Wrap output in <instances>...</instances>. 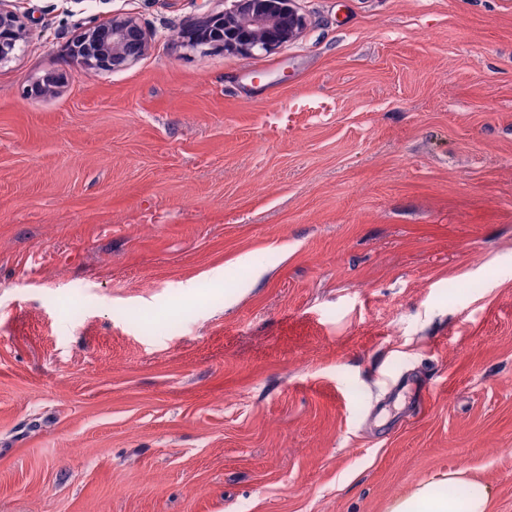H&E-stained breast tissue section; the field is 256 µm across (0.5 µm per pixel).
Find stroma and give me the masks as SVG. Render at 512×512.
Returning a JSON list of instances; mask_svg holds the SVG:
<instances>
[{"instance_id": "obj_1", "label": "stroma", "mask_w": 512, "mask_h": 512, "mask_svg": "<svg viewBox=\"0 0 512 512\" xmlns=\"http://www.w3.org/2000/svg\"><path fill=\"white\" fill-rule=\"evenodd\" d=\"M22 0L0 66V512H512V0ZM153 34L72 75L88 19ZM67 82L27 96L34 81ZM14 2L18 1H0V66L14 60L26 42L28 17L17 10ZM231 2V8L207 16L197 41L251 56L287 43L305 24L292 8V0ZM466 475L463 470H451L421 483L395 499L387 512H489L491 487Z\"/></svg>"}]
</instances>
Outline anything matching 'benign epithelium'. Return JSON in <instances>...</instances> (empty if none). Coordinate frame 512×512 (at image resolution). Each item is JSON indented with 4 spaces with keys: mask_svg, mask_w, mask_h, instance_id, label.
Masks as SVG:
<instances>
[{
    "mask_svg": "<svg viewBox=\"0 0 512 512\" xmlns=\"http://www.w3.org/2000/svg\"><path fill=\"white\" fill-rule=\"evenodd\" d=\"M16 0H0V65L23 50L27 14ZM292 0H232V7L207 16L196 39L227 51L251 56L269 52L297 36L305 20L291 6ZM148 34L131 18L89 21L68 44L74 73L110 72L125 68L147 51Z\"/></svg>",
    "mask_w": 512,
    "mask_h": 512,
    "instance_id": "benign-epithelium-1",
    "label": "benign epithelium"
}]
</instances>
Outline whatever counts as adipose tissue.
<instances>
[{"mask_svg":"<svg viewBox=\"0 0 512 512\" xmlns=\"http://www.w3.org/2000/svg\"><path fill=\"white\" fill-rule=\"evenodd\" d=\"M492 497L489 485L472 481L465 471L451 470L395 499L388 512H489Z\"/></svg>","mask_w":512,"mask_h":512,"instance_id":"obj_1","label":"adipose tissue"}]
</instances>
